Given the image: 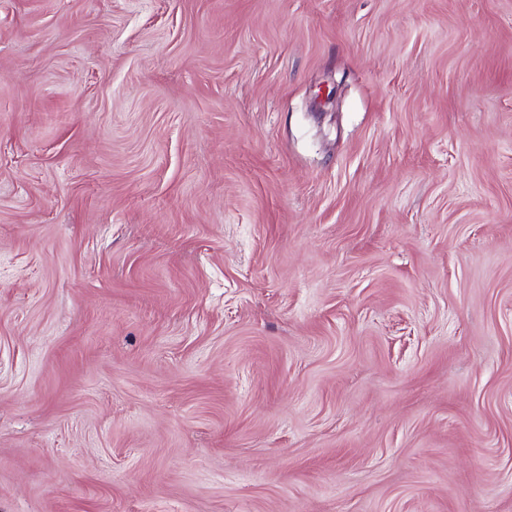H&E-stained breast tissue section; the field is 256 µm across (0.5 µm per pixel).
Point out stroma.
<instances>
[{
  "label": "stroma",
  "instance_id": "35a3bbf8",
  "mask_svg": "<svg viewBox=\"0 0 512 512\" xmlns=\"http://www.w3.org/2000/svg\"><path fill=\"white\" fill-rule=\"evenodd\" d=\"M0 512H512V0H0Z\"/></svg>",
  "mask_w": 512,
  "mask_h": 512
}]
</instances>
